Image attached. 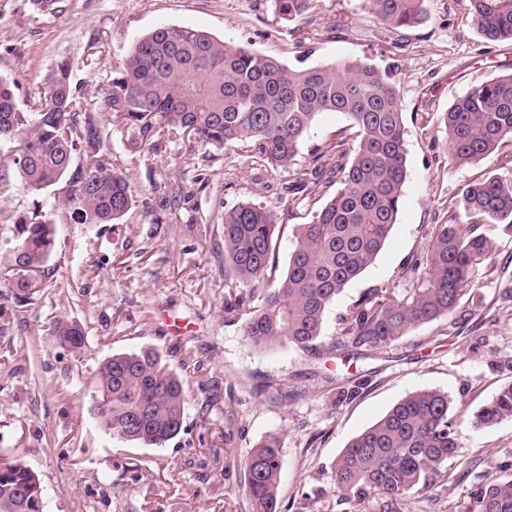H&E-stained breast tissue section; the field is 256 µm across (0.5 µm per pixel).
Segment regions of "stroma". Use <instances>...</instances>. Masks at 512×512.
<instances>
[{"instance_id":"obj_1","label":"stroma","mask_w":512,"mask_h":512,"mask_svg":"<svg viewBox=\"0 0 512 512\" xmlns=\"http://www.w3.org/2000/svg\"><path fill=\"white\" fill-rule=\"evenodd\" d=\"M425 21L395 31L365 0H314L298 20L278 19L269 0H58L35 12L29 0H0V77L16 85L21 111L37 112L36 89L58 62L71 60L77 97L101 102L132 48L160 27H186L290 67L365 59L397 83L405 126L407 179L397 222L376 260L329 305L323 334L367 290L419 287L411 258L423 256L441 225L459 211L463 189L486 176L512 180V148L466 165L448 162L441 123L454 100L512 73V42L485 41L468 0H425ZM99 132L107 167L126 175L131 209L113 224H77L54 186L22 188L0 143V463L31 468L46 512H252L244 490L248 453L277 439L283 468L277 512H469L467 489L487 449L512 458V422L469 429L472 413L512 380V226L484 225L496 247L481 265L458 322L409 331L390 347L318 360L291 346L253 347L246 318L225 308L224 214L240 204L270 211L276 254L270 279L288 268L296 225L308 223L326 195L299 193L313 148L344 136L349 119L319 114L290 165L273 167L255 147L202 146L166 126L150 139L108 112H82L77 132ZM54 213L55 246L39 289L20 299L8 258L19 218ZM78 322L85 345L71 352L50 334ZM159 349L185 380L180 432L162 447L122 444L94 425V379L105 358ZM353 390L339 400L340 388ZM447 392L463 426L450 465L460 483L394 504L372 496L341 499L331 467L350 441L407 395Z\"/></svg>"}]
</instances>
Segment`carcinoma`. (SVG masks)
Instances as JSON below:
<instances>
[{
	"mask_svg": "<svg viewBox=\"0 0 512 512\" xmlns=\"http://www.w3.org/2000/svg\"><path fill=\"white\" fill-rule=\"evenodd\" d=\"M314 0H270L273 13L294 21ZM424 0H366L369 11L394 30L424 19ZM472 19L490 42L512 40V0H470ZM72 64L60 61L44 83V106L21 111L15 84L0 78V141L21 137L10 161L22 185L41 192L65 184V204L79 224H112L132 207L126 176L99 157V136H75L80 112L95 104L74 96ZM104 107L145 137L161 125L181 128L202 145L253 143L276 167L295 158L318 114L338 112L355 129L357 146L345 141L316 150L309 176L322 187L339 177L341 187L307 224L296 225L286 273L264 285L275 257L276 224L271 213L239 204L224 213V269L246 286L227 288L224 304L247 315L251 344L270 350L291 345L316 357L329 349L345 357L353 349H380L410 329L462 308L479 280L480 263L494 247L484 224H512V181L494 176L469 184L460 206L464 223L446 224L425 256L409 262L423 270L420 287L407 296L372 288L338 318L339 336L325 346L327 306L347 283L377 258L397 222L407 178L405 128L392 75L362 60L295 69L274 58L228 45L191 28L162 27L141 39L112 78ZM443 123L449 159L469 164L503 144H512V74L493 77L458 97ZM81 165L73 166L76 153ZM9 257L12 282L22 293L53 248L49 213L21 218ZM57 342L77 350L84 329L58 321ZM95 383L102 394L100 427L121 443L161 447L180 431L187 404L184 381L156 349L108 357ZM451 400L438 390L414 392L357 435L337 458L332 478L343 500L370 496L400 500L457 478L448 461L461 447V430L450 416ZM512 422V380L473 415L476 428ZM277 442L253 449L245 462V494L253 512H276L282 470ZM473 512H512V461L477 476L469 488ZM0 512H45L38 475L14 462L0 466Z\"/></svg>",
	"mask_w": 512,
	"mask_h": 512,
	"instance_id": "1",
	"label": "carcinoma"
}]
</instances>
